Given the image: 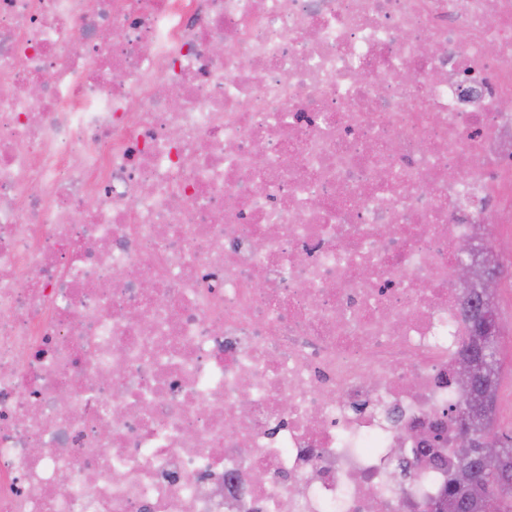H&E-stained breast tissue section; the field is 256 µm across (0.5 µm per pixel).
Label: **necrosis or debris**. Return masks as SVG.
<instances>
[{"mask_svg":"<svg viewBox=\"0 0 512 512\" xmlns=\"http://www.w3.org/2000/svg\"><path fill=\"white\" fill-rule=\"evenodd\" d=\"M510 99L512 0H0V512H426Z\"/></svg>","mask_w":512,"mask_h":512,"instance_id":"obj_1","label":"necrosis or debris"}]
</instances>
